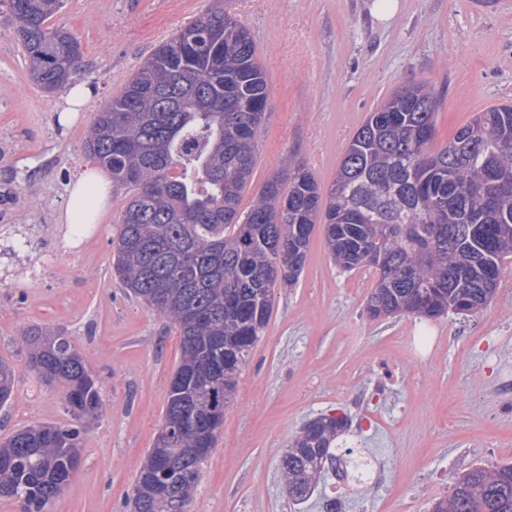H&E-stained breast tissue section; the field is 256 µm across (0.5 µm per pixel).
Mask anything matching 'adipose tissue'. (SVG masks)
I'll list each match as a JSON object with an SVG mask.
<instances>
[{
    "label": "adipose tissue",
    "instance_id": "obj_1",
    "mask_svg": "<svg viewBox=\"0 0 512 512\" xmlns=\"http://www.w3.org/2000/svg\"><path fill=\"white\" fill-rule=\"evenodd\" d=\"M111 189V183L96 166L86 165L69 186L68 200L57 218L58 223H95Z\"/></svg>",
    "mask_w": 512,
    "mask_h": 512
}]
</instances>
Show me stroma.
I'll list each match as a JSON object with an SVG mask.
<instances>
[{
	"label": "stroma",
	"mask_w": 512,
	"mask_h": 512,
	"mask_svg": "<svg viewBox=\"0 0 512 512\" xmlns=\"http://www.w3.org/2000/svg\"><path fill=\"white\" fill-rule=\"evenodd\" d=\"M216 0H66L52 26L81 41L75 83L92 88L86 118L57 122L62 93L30 78L20 23L0 5V233L32 241L0 265L49 260L34 281L0 272V359L16 371L0 409V440L36 423L68 420L62 388L39 382L18 338L40 326L70 336L97 377L107 414L83 435L80 466L45 512H130L133 480L160 427L180 356L178 331L112 273L125 205L113 191L80 250L56 217L90 159L85 136L128 77L163 40ZM249 29L265 69L270 109L258 135L251 200L268 177L305 164L330 185L368 113L406 84L439 99L437 144L477 112L512 103V0H398L388 19L375 0H223ZM374 268L334 265L315 224L302 273L274 291L260 342L204 464L189 512H430L466 469L512 462V258L493 300L475 315L370 319ZM344 413L340 454L370 459L380 483L326 473L296 505L279 461L307 421Z\"/></svg>",
	"instance_id": "1"
}]
</instances>
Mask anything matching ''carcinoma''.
<instances>
[{
  "label": "carcinoma",
  "instance_id": "obj_1",
  "mask_svg": "<svg viewBox=\"0 0 512 512\" xmlns=\"http://www.w3.org/2000/svg\"><path fill=\"white\" fill-rule=\"evenodd\" d=\"M64 4L8 0L31 78L46 93L71 85L82 56L75 33L49 24ZM268 98L249 30L218 4L153 49L86 137L87 156L126 195L113 274L180 336L172 377L181 383L168 384L131 512H186L274 288L298 280L316 220L338 267L375 268L372 319L472 315L512 256L511 103L478 113L435 148L438 97L425 82L405 85L369 113L327 193L298 164L268 178L244 209ZM20 342L29 370L64 386L70 421L0 441V499L44 512L75 475L83 434L105 404L69 337L32 328ZM14 386V368L1 360V407ZM349 427L346 415H323L294 437L280 460L292 500L310 497ZM431 512H512V463L463 472Z\"/></svg>",
  "mask_w": 512,
  "mask_h": 512
}]
</instances>
